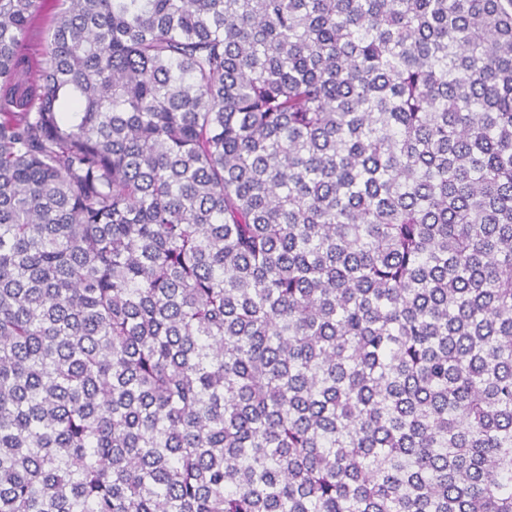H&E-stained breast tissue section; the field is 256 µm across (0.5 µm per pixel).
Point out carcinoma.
Wrapping results in <instances>:
<instances>
[{
	"mask_svg": "<svg viewBox=\"0 0 512 512\" xmlns=\"http://www.w3.org/2000/svg\"><path fill=\"white\" fill-rule=\"evenodd\" d=\"M0 0V512H512V0ZM53 8L49 2L42 8L41 19L38 28L34 31V36L30 43L31 52L38 58H41V52L44 48L47 31L50 26L51 17L53 15Z\"/></svg>",
	"mask_w": 512,
	"mask_h": 512,
	"instance_id": "obj_1",
	"label": "carcinoma"
}]
</instances>
